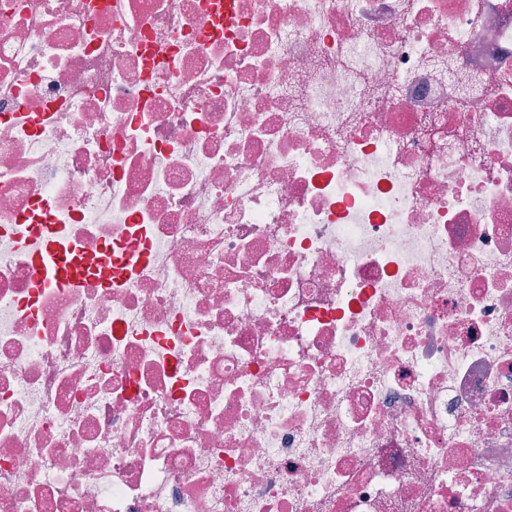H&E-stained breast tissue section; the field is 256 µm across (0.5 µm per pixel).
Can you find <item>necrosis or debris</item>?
Segmentation results:
<instances>
[{
	"label": "necrosis or debris",
	"instance_id": "1",
	"mask_svg": "<svg viewBox=\"0 0 512 512\" xmlns=\"http://www.w3.org/2000/svg\"><path fill=\"white\" fill-rule=\"evenodd\" d=\"M0 512H512V0H0ZM40 278L51 280L57 276L71 275L77 269V261L71 258L48 236L43 249L37 253Z\"/></svg>",
	"mask_w": 512,
	"mask_h": 512
}]
</instances>
